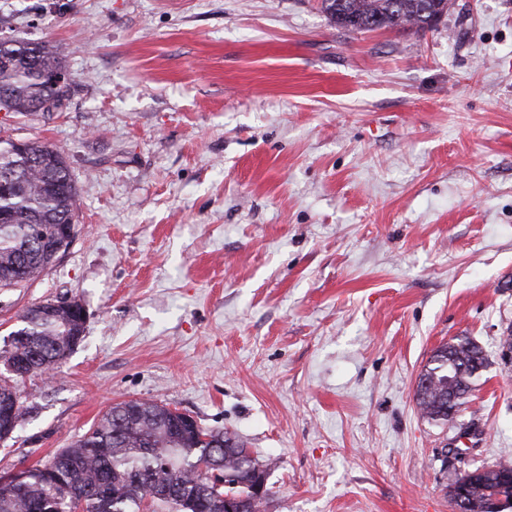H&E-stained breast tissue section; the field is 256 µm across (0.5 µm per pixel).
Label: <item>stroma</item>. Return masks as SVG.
<instances>
[{
	"mask_svg": "<svg viewBox=\"0 0 512 512\" xmlns=\"http://www.w3.org/2000/svg\"><path fill=\"white\" fill-rule=\"evenodd\" d=\"M320 2L0 0V36L60 44L72 80L0 139L63 150L78 192L69 249L0 289V346L32 304L88 313L17 382L0 473L126 399L236 432L267 512H454L460 473L512 461V0L346 34ZM459 336L486 366L434 422L418 376Z\"/></svg>",
	"mask_w": 512,
	"mask_h": 512,
	"instance_id": "stroma-1",
	"label": "stroma"
}]
</instances>
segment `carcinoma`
<instances>
[{
	"label": "carcinoma",
	"instance_id": "1",
	"mask_svg": "<svg viewBox=\"0 0 512 512\" xmlns=\"http://www.w3.org/2000/svg\"><path fill=\"white\" fill-rule=\"evenodd\" d=\"M336 28L345 32L426 30L435 15L448 14L451 0H322ZM0 98L11 112H54L68 100L70 82L55 86L49 73H67L65 55L53 42H0ZM22 163L23 178L0 185V289L36 281L53 260L40 237L74 219L77 189L63 152L35 141L15 150L0 140V182ZM78 327L69 311L30 320L26 340L5 345L0 364L34 362L49 374L69 355ZM486 367L482 348L467 336L437 348L419 375L416 403L432 421H447L448 394L463 406ZM265 475L246 445L214 429H172V409L153 401L113 404L69 447L10 480L0 476V512H224V499L251 495L252 478ZM455 483L469 487L481 512H501L512 503V463L466 471Z\"/></svg>",
	"mask_w": 512,
	"mask_h": 512
}]
</instances>
